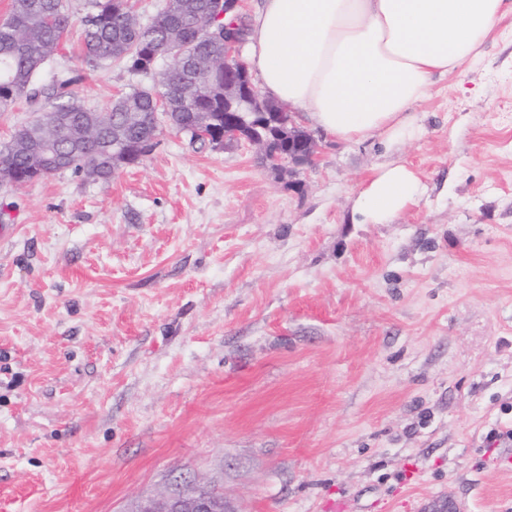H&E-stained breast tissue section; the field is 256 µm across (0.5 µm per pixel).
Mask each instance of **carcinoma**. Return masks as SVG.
Masks as SVG:
<instances>
[{"label": "carcinoma", "instance_id": "cac0c4a2", "mask_svg": "<svg viewBox=\"0 0 512 512\" xmlns=\"http://www.w3.org/2000/svg\"><path fill=\"white\" fill-rule=\"evenodd\" d=\"M172 13H157L146 26L123 0H89L81 24V65L98 72L113 65L147 74L154 58L174 55L173 64L157 86L134 88L106 109V115L84 108L74 86L82 75L57 74L40 84L36 77L52 52L67 38L73 17L65 0H11L9 16L0 22V111L25 101L35 121L0 145V164L22 185L34 176L47 178L63 168L84 171L98 179L112 177V126H122L120 113L158 111V99L168 101L170 127L187 135L194 113L207 114L212 132H224V96L211 89L214 73L207 67L221 63L224 42L213 37L203 19L208 0H170ZM203 60L198 68L177 55L179 48ZM284 123L282 135L257 117L244 133L268 142V153L288 152L289 113H276ZM150 126H123V136L139 142L159 136Z\"/></svg>", "mask_w": 512, "mask_h": 512}]
</instances>
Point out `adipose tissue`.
Segmentation results:
<instances>
[{
	"instance_id": "ef3b65f1",
	"label": "adipose tissue",
	"mask_w": 512,
	"mask_h": 512,
	"mask_svg": "<svg viewBox=\"0 0 512 512\" xmlns=\"http://www.w3.org/2000/svg\"><path fill=\"white\" fill-rule=\"evenodd\" d=\"M512 0H263L252 19L249 65L263 92L306 113L340 141L414 134L412 110L436 79L475 58ZM422 194L405 161L375 168L353 210L386 224Z\"/></svg>"
}]
</instances>
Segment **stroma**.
<instances>
[{"instance_id":"obj_1","label":"stroma","mask_w":512,"mask_h":512,"mask_svg":"<svg viewBox=\"0 0 512 512\" xmlns=\"http://www.w3.org/2000/svg\"><path fill=\"white\" fill-rule=\"evenodd\" d=\"M113 66L101 112L158 83ZM418 136L274 170L163 130L104 180L0 182V512H512V17L413 109ZM418 203L362 224L373 167ZM422 194L421 179L403 160L375 168L360 185L353 202L355 213L367 224H388L416 205ZM134 512H224V496L188 484L163 500H141Z\"/></svg>"}]
</instances>
